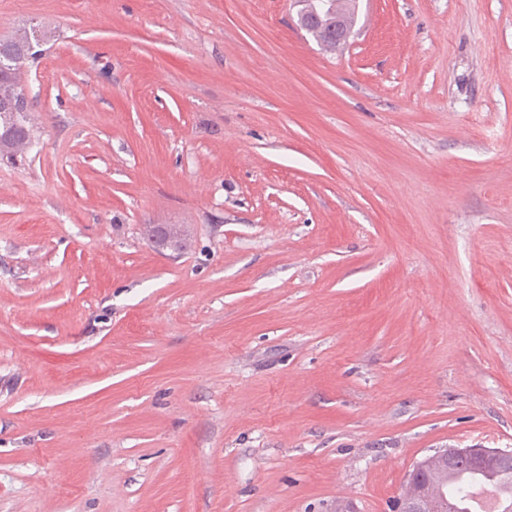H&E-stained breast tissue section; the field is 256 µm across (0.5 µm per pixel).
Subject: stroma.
<instances>
[{
	"label": "stroma",
	"instance_id": "stroma-1",
	"mask_svg": "<svg viewBox=\"0 0 512 512\" xmlns=\"http://www.w3.org/2000/svg\"><path fill=\"white\" fill-rule=\"evenodd\" d=\"M0 512H393L512 448V0H0ZM175 226L181 250L146 229ZM318 1L321 0L300 1L299 23L324 50H336V41L339 44L352 35V30L339 32L336 27L355 26L356 0H324L328 7L323 12L318 10ZM333 34H336V41ZM33 26L23 25L14 30L10 37L0 40V158L22 161L28 152L33 138V129L27 113L29 109L26 91L16 100L21 81V66L29 59L34 60L38 53H30L32 44L29 36ZM17 58L21 62L15 63ZM16 100L13 112L10 103ZM29 112V110H28ZM433 459H439L443 465L452 470H445L439 465L434 464L429 471L428 477L431 490L440 482L457 483L464 475H468L470 479L469 486L490 485L495 488L501 507V511L498 510L496 512H512V480L509 482L496 471L512 474V449L485 448L477 445L470 446L469 448H445L417 462L408 477L410 482L416 486V490L412 495L399 498L396 505L399 512L436 511L427 491L426 461ZM462 464H468L476 468L492 469L475 472L476 470L473 471L468 465Z\"/></svg>",
	"mask_w": 512,
	"mask_h": 512
}]
</instances>
